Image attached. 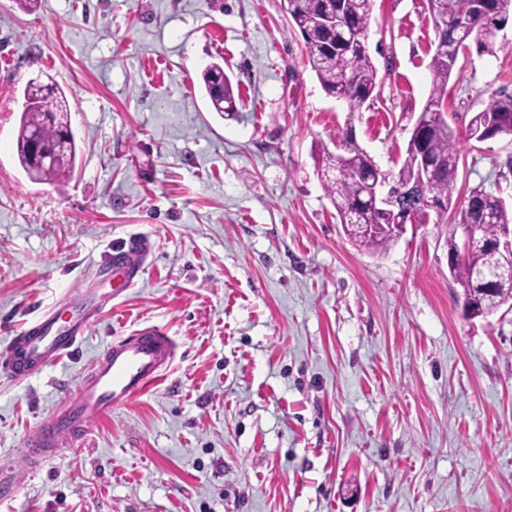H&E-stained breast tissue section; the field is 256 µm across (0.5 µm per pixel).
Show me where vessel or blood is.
Here are the masks:
<instances>
[{
  "label": "vessel or blood",
  "mask_w": 512,
  "mask_h": 512,
  "mask_svg": "<svg viewBox=\"0 0 512 512\" xmlns=\"http://www.w3.org/2000/svg\"><path fill=\"white\" fill-rule=\"evenodd\" d=\"M148 249L146 238L132 236L113 247L106 262L124 266L127 283L132 286L139 277L135 260ZM91 317L83 305L71 306L65 320L51 311L43 313L0 351V370L18 381L42 373L74 352L89 330ZM176 350L173 338L156 326L139 328L112 341L82 377L74 398L43 419L29 435L32 459L50 456L69 441L86 436L108 412L129 405L162 384Z\"/></svg>",
  "instance_id": "b4317fda"
}]
</instances>
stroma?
<instances>
[{
    "label": "stroma",
    "instance_id": "obj_1",
    "mask_svg": "<svg viewBox=\"0 0 512 512\" xmlns=\"http://www.w3.org/2000/svg\"><path fill=\"white\" fill-rule=\"evenodd\" d=\"M427 0H373V100L348 114L311 71L283 0H0V349L84 292L100 314L68 357L0 375V512H512V307L466 318L449 220L387 251L350 242L318 152L353 128L397 171L431 89ZM223 64L237 109L213 112ZM62 89L66 177L17 158L23 90ZM512 95V18L459 54L447 122L456 193L512 205V137L468 139ZM144 234L134 287L105 253ZM177 343L165 382L38 462L26 439L112 340Z\"/></svg>",
    "mask_w": 512,
    "mask_h": 512
}]
</instances>
